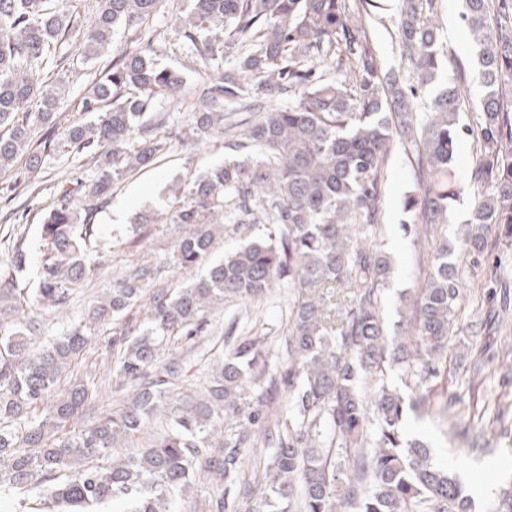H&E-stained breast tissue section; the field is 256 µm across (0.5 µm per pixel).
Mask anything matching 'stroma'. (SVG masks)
<instances>
[{"label":"stroma","mask_w":512,"mask_h":512,"mask_svg":"<svg viewBox=\"0 0 512 512\" xmlns=\"http://www.w3.org/2000/svg\"><path fill=\"white\" fill-rule=\"evenodd\" d=\"M359 9L367 31L368 45L376 55L382 71H395L410 75L412 69L401 56L396 40V22L399 0H352ZM460 0H437V22L443 33L442 41L448 51V60L440 75L441 80L459 76L471 79L469 106L462 114V125L474 124L479 110L483 89L472 76L477 66L476 48L460 18ZM152 28L163 34L157 54L158 61L181 72L184 80L179 97L157 94L153 111L164 114L167 124L176 137L169 149L151 166L123 175L112 188V197L106 207L95 216L99 224L103 247L98 259L99 268L92 279L79 285L67 315H45L42 338L62 334L71 325L81 321L88 307L111 287L114 278L120 277L130 266L146 265L155 271L148 282L147 291L162 289L171 293L184 288L193 276L203 275L205 267L195 271L181 269L174 254V243L185 227L169 223V200L178 181L195 178L211 166L223 162L229 151L222 136L203 140H184L183 134L194 124L193 90L205 81L214 67L213 61H204L190 53L185 44L172 10L165 8L157 13ZM126 32H117L112 44L99 57L86 61L75 59L73 69L64 74L66 94L61 108L60 128L75 122L87 121L80 110V101L92 84L111 67L121 51L129 47ZM477 165V155L471 137L459 134L455 146V175L459 193L453 204L448 238H456L462 224L471 217L474 206L472 172ZM96 167L89 156L60 151L43 157L38 173L31 178L30 188L21 190L13 200L0 196V238L10 232L11 215L21 217L20 226L26 237L31 265L41 259L39 225L42 218L57 202L60 193L73 188L77 182L95 178ZM418 192L410 160L400 151L393 150L384 162L382 194L384 198L381 222V243L395 261L392 277L382 299V315L388 328H396L404 300L409 299L420 282L424 271L419 262L420 244L408 236L404 227L415 219L414 210L408 209V197ZM147 209L158 212L155 224L135 225L137 213ZM463 270V289L459 301L460 324L445 357L443 372L436 381V392H447V413L410 412V434L428 441L438 465L461 473L471 464L487 488L485 495L476 497V512H494L497 504L496 489L512 481V437L495 436L484 431L481 417L484 405L493 399L512 403V364L493 357L485 348L484 336L472 333L476 323L494 325L500 311L499 297L483 294L484 276L472 266L470 258L459 257ZM284 289H273L272 294L260 305L232 301L221 304L207 313L211 330L186 338L169 337L159 351L156 365L160 368L176 363L189 369L193 381L189 393H201L204 379L219 366L232 348V337L246 332L250 322L247 312L259 310L265 325L267 351L271 367L283 366V337L288 318ZM148 305L139 301L129 308L117 322H104L95 329L90 344L72 360L58 383L66 389L71 380L92 376L95 379L92 400L99 409L112 410L120 403L114 392L115 382L111 372L112 335L119 326L145 323ZM480 365L479 376L464 379L466 370Z\"/></svg>","instance_id":"1"}]
</instances>
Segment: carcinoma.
I'll return each instance as SVG.
<instances>
[{
    "label": "carcinoma",
    "instance_id": "obj_1",
    "mask_svg": "<svg viewBox=\"0 0 512 512\" xmlns=\"http://www.w3.org/2000/svg\"><path fill=\"white\" fill-rule=\"evenodd\" d=\"M168 2L97 0L83 57L98 56L120 29L134 35V46L81 100V111L96 120L69 126L57 140L51 130L66 88L39 78L49 64L65 69L62 46L74 20L54 0H0V173L25 155L26 177L43 155L65 148L87 153L97 166L79 199L62 193L43 218L37 287L27 288L20 233L0 273V476L8 474L7 490L30 501L25 512H50V505L97 512L111 501L130 504L127 512H170L169 501L203 472L237 484L243 512H475L465 485L405 430L408 396L438 404L430 382L441 375L454 333L462 275L448 258V239L431 256L401 335H389L380 315L390 274L378 241L386 156L398 146L413 164L420 195L407 202L417 219L407 233L442 232L457 196L453 162L468 82H437L447 50L436 0H401L397 42L414 83L380 73L362 16L348 0H192L180 20L186 44L203 60L234 56L236 63L203 83L189 137L224 135L235 154L177 187L171 223L189 231L177 239L176 257L185 270L206 261L216 224H248L257 233L177 293L153 292L149 325L112 336L115 372L136 393L89 427L52 436L91 401L82 379L52 398L63 370L96 324L140 301L154 275L133 268L84 321L36 343L43 314L64 312L74 287L95 273L99 235L91 220L114 181L163 154L166 142L155 129L165 117L150 109L157 93L177 95L183 78L158 64L145 26ZM460 17L485 90L469 128L480 162L462 244L474 265L490 268L485 285L494 295L498 266L490 258L512 251V0H462ZM340 44L351 61L330 78L320 59ZM247 74L297 103L264 107L242 83ZM227 103L257 113L243 142L224 122ZM39 127L45 133L36 140ZM274 288L288 289L287 363L270 369L266 339L256 331L235 338L201 395L170 394L182 368L153 369L163 340L202 332L208 309L228 298L260 301ZM246 388L258 396L243 416L238 400ZM162 413L168 430L150 447L110 466L90 465ZM230 417L241 418V433L232 442L216 439ZM258 444L271 449L265 466L252 480H238L241 448Z\"/></svg>",
    "mask_w": 512,
    "mask_h": 512
}]
</instances>
